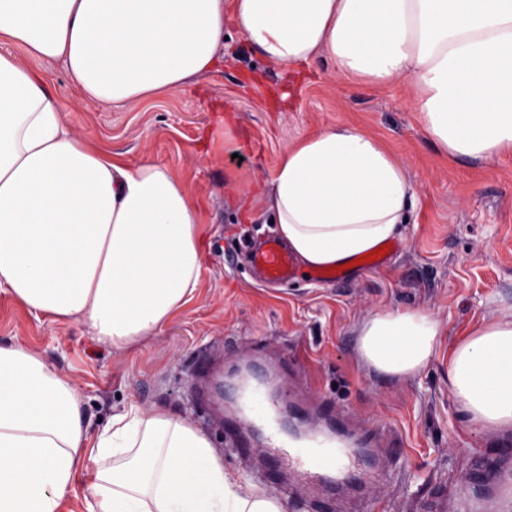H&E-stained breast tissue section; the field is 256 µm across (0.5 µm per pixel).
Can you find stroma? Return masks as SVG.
Listing matches in <instances>:
<instances>
[{"label":"stroma","instance_id":"stroma-1","mask_svg":"<svg viewBox=\"0 0 512 512\" xmlns=\"http://www.w3.org/2000/svg\"><path fill=\"white\" fill-rule=\"evenodd\" d=\"M224 34L219 69L130 109L77 104L61 64L0 43V52L45 72L77 134L128 162L167 165L203 221L198 288L161 329L116 353L84 320L51 322L1 291L0 344L21 345L66 375L91 429L131 403L167 411L207 433L225 470L254 486L261 474L214 419L215 406H233V396L206 402L194 392L199 352L213 345V374L224 384L232 369L252 364L283 404L285 383L302 374L328 405L400 435L403 457L388 464L385 499L365 500L362 512H435L445 489L467 512L464 474L501 447L487 431L463 427L448 389V350L512 311V153L451 159L414 112L407 81L339 79L323 55L296 75L267 61L237 26ZM339 124L373 136L405 166L418 196L411 221L383 265H354L344 282H314L303 268L288 285H262L246 251L272 235L262 184L298 138ZM386 309L426 310L441 325L438 348L415 377L377 374L358 360L356 325Z\"/></svg>","mask_w":512,"mask_h":512}]
</instances>
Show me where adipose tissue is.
Masks as SVG:
<instances>
[{
	"instance_id": "ef3b65f1",
	"label": "adipose tissue",
	"mask_w": 512,
	"mask_h": 512,
	"mask_svg": "<svg viewBox=\"0 0 512 512\" xmlns=\"http://www.w3.org/2000/svg\"><path fill=\"white\" fill-rule=\"evenodd\" d=\"M234 23L269 62L326 54L337 77L408 80L452 158L512 152V0H0V40L60 62L83 101L123 109L221 62ZM274 230L308 268L345 266L400 236L416 201L404 166L337 125L294 143L268 180ZM200 213L167 166L131 164L78 136L44 74L0 53V290L53 321L84 319L123 351L194 295ZM441 326L389 310L356 326L363 367L407 378ZM468 428L512 430V315L448 350ZM68 377L0 346V512H56L87 461V512H282L245 488L210 438L162 411L123 407L97 434Z\"/></svg>"
}]
</instances>
